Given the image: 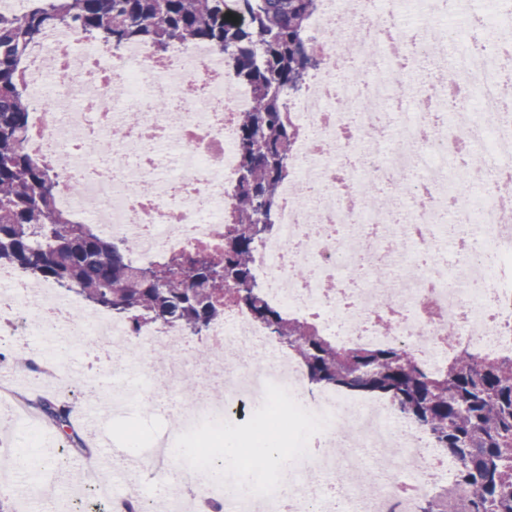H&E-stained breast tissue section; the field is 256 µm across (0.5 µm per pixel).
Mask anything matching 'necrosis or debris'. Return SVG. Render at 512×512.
Segmentation results:
<instances>
[{"label":"necrosis or debris","instance_id":"obj_1","mask_svg":"<svg viewBox=\"0 0 512 512\" xmlns=\"http://www.w3.org/2000/svg\"><path fill=\"white\" fill-rule=\"evenodd\" d=\"M466 21L493 29L494 39L473 48L447 0H419L413 15L406 0H318L309 29L319 64L286 99L298 130L292 171L278 188L276 230L252 251L268 305L345 347L409 349L430 370L460 350L512 358V198L497 181L512 166V104L499 92L512 75L500 51L512 42V0H482ZM347 42L380 62L378 75L337 63ZM447 51L459 78L448 95L429 63ZM19 71L33 101L24 149L59 162V210L101 236L136 242V266L172 253H223L238 118L254 100L218 50L175 42L161 54L137 42L110 51L51 29ZM468 151L482 152L485 164L470 166ZM378 183L399 193L375 210L366 197ZM451 212L459 223L448 224ZM78 306L77 296L40 295L29 279L0 271L1 311L39 329H82L111 348L113 370L123 351L159 338L175 351L165 375L179 381L191 373L188 353L207 347L206 389L192 394L187 422L216 418L235 442L245 432L288 434V475L267 490L203 486L195 471L215 457L174 470L167 442L155 438L147 483L222 496L224 512H336L340 500L348 512H416L438 487L458 483V462L390 401L333 388L309 395L300 365L245 307L225 303L223 319L194 339L176 325L134 332L105 314L80 319ZM404 485L414 496L401 495Z\"/></svg>","mask_w":512,"mask_h":512}]
</instances>
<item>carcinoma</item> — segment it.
Segmentation results:
<instances>
[{"label":"carcinoma","instance_id":"1","mask_svg":"<svg viewBox=\"0 0 512 512\" xmlns=\"http://www.w3.org/2000/svg\"><path fill=\"white\" fill-rule=\"evenodd\" d=\"M316 6L317 0H38L0 19V265L76 291L134 329L172 324L196 336L224 316L218 297L202 288L218 273L228 300L248 308L294 352L308 383L391 400L455 458L458 484L472 492L464 512H512V359L479 360L462 351L430 372L406 348H342L249 287V225L261 208H276L267 187L286 178L282 162L297 135L283 101L317 65L307 27ZM60 26L109 48L140 41L163 53L177 40L207 43L250 86L255 106L239 117L240 176L220 257L180 254L134 266V243L117 244L56 210L52 170L22 144L30 100L18 67L35 37ZM35 408L47 427L71 430L74 450L88 451L72 430L69 406L41 399Z\"/></svg>","mask_w":512,"mask_h":512}]
</instances>
